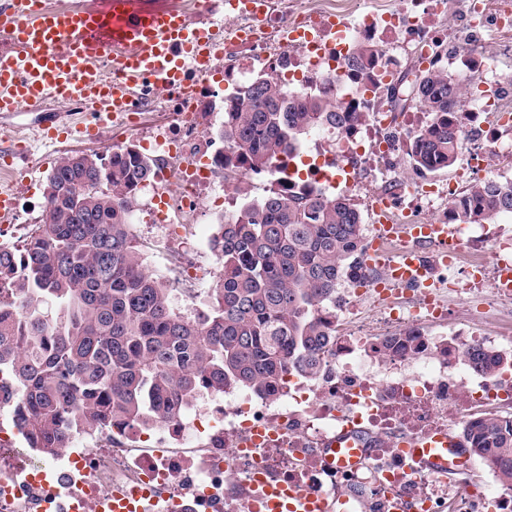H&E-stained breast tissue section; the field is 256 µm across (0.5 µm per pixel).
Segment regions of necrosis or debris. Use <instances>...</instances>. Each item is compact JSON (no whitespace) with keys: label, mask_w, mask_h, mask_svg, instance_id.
Listing matches in <instances>:
<instances>
[{"label":"necrosis or debris","mask_w":512,"mask_h":512,"mask_svg":"<svg viewBox=\"0 0 512 512\" xmlns=\"http://www.w3.org/2000/svg\"><path fill=\"white\" fill-rule=\"evenodd\" d=\"M408 2L402 12L363 11L352 22L340 14L332 24L320 22L315 12L302 23L293 13L272 11L252 40L237 39L249 20L236 15L233 32L211 61L215 69L223 61H236V69L224 73L225 84L254 71L271 51L288 90L313 91L334 80L337 100L358 114L331 159L310 158L303 172L293 161H279L269 174L270 186L327 193L330 179L339 176L353 194L363 188L357 171H376L388 184L391 212L406 213L413 221L424 209L453 197L445 183L426 188L404 184L397 161L423 115L410 112L400 118L384 111L380 93L395 78L401 51L486 71L487 58L471 33L489 25L512 29V4L505 2L488 16L483 0H468L466 29L452 35L439 25L442 0ZM301 23L312 32L311 43L292 46L280 40L284 27ZM363 41L373 42L383 56L355 77L347 59ZM445 43L452 44V56L440 54ZM471 98L473 107L456 114L454 129L463 170L477 174L486 162L512 161V79L486 80ZM206 108L204 87L176 97L172 123L143 142L144 150L161 160L150 189L171 180L179 183L178 194L155 213L175 237L202 202L221 198L215 155L195 136ZM441 221L448 226V270L440 274L424 265L410 284L417 294L413 307H397L378 295L379 277L365 265L347 276L336 302L340 325L356 314L359 299H375L389 336L418 335L421 345L388 350L369 326L361 325L342 336L315 384L289 378L283 396L273 400L228 388L223 399H209L175 421L137 432L134 439L96 448L76 442L53 455L22 448L14 418L1 412L0 512H112L118 496L129 498L134 512H266L269 491L280 484L320 494L358 489L361 512H400L405 501L417 504V512H444L452 495L461 512H512L511 484H500L490 495L462 490L419 471L392 445L395 439L439 427L456 431L481 412H512V368L497 364L477 372L461 359L474 346L498 351L497 338L481 335L466 322L446 337L422 332L423 322L444 318L446 304L453 301L512 322V290L497 286L502 263L512 259V236L488 234L482 224H454L446 214ZM464 256L470 268L460 280L451 270ZM352 427L365 441L368 463L356 471H339L326 464L325 450Z\"/></svg>","instance_id":"necrosis-or-debris-1"}]
</instances>
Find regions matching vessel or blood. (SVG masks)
I'll return each mask as SVG.
<instances>
[{
    "label": "vessel or blood",
    "instance_id": "vessel-or-blood-1",
    "mask_svg": "<svg viewBox=\"0 0 512 512\" xmlns=\"http://www.w3.org/2000/svg\"><path fill=\"white\" fill-rule=\"evenodd\" d=\"M198 19H191L177 0H91L85 7L62 13L41 11L35 0H0V115L39 112L48 102H64L87 111L85 122L63 126L47 121V140L64 135L97 138L103 114L135 111L137 90L184 94L209 72L211 53L221 31L210 17L216 0H197ZM110 63L114 78H107L103 63ZM398 238L411 245L395 266L396 278L410 281L420 266V247L434 245L442 259L448 227L428 224L380 225L366 259L383 266L385 241ZM447 433L434 439L399 440L401 452L422 460L434 474L458 473L457 453ZM337 467L365 464L362 448H333ZM294 512H346L349 498L315 500L305 491L289 492Z\"/></svg>",
    "mask_w": 512,
    "mask_h": 512
}]
</instances>
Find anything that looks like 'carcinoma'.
Segmentation results:
<instances>
[{
	"label": "carcinoma",
	"mask_w": 512,
	"mask_h": 512,
	"mask_svg": "<svg viewBox=\"0 0 512 512\" xmlns=\"http://www.w3.org/2000/svg\"><path fill=\"white\" fill-rule=\"evenodd\" d=\"M467 81L431 67L385 88L388 111L415 104L429 116L405 152L416 169L457 162L453 119ZM355 119L330 84L291 92L273 66L224 96L216 173L237 182L268 173L299 156L310 131L342 133ZM156 167L131 142L65 155L47 177L41 224L0 245V409L46 454L114 426L172 421L209 392L273 398L290 375L318 380L336 346L337 286L364 239L350 200L273 188L244 200L218 223L210 249L220 271L188 313L170 281L148 270L132 221ZM451 210L456 224L512 215V181L475 184ZM462 438L472 457L512 481V417L487 412Z\"/></svg>",
	"instance_id": "obj_1"
}]
</instances>
